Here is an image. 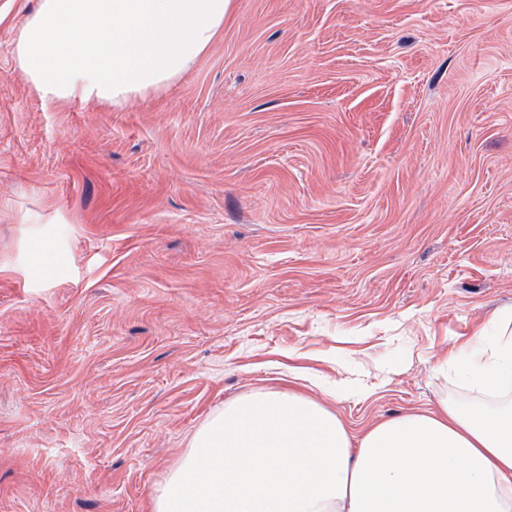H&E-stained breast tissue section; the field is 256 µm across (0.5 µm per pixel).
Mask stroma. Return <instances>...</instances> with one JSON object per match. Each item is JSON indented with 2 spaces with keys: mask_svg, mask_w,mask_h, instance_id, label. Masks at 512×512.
Returning a JSON list of instances; mask_svg holds the SVG:
<instances>
[{
  "mask_svg": "<svg viewBox=\"0 0 512 512\" xmlns=\"http://www.w3.org/2000/svg\"><path fill=\"white\" fill-rule=\"evenodd\" d=\"M0 0V512H149L242 393L351 435L512 312V0H233L166 93L45 110Z\"/></svg>",
  "mask_w": 512,
  "mask_h": 512,
  "instance_id": "stroma-1",
  "label": "stroma"
}]
</instances>
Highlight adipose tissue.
I'll list each match as a JSON object with an SVG mask.
<instances>
[{
  "mask_svg": "<svg viewBox=\"0 0 512 512\" xmlns=\"http://www.w3.org/2000/svg\"><path fill=\"white\" fill-rule=\"evenodd\" d=\"M232 0H37L12 57L44 108L122 109L178 81L224 28ZM459 339L434 371L441 397L352 437L293 389L225 402L153 489L151 512H512V313ZM489 326V327H490Z\"/></svg>",
  "mask_w": 512,
  "mask_h": 512,
  "instance_id": "obj_1",
  "label": "adipose tissue"
}]
</instances>
